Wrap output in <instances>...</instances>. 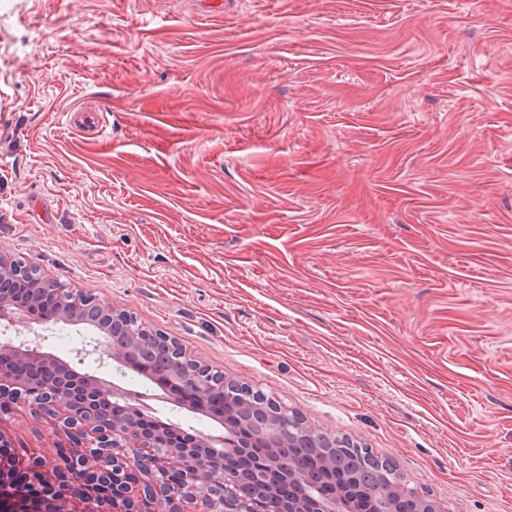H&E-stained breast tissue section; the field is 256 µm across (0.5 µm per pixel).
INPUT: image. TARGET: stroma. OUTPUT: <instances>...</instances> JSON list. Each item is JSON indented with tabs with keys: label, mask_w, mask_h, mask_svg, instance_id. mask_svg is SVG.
I'll return each instance as SVG.
<instances>
[{
	"label": "stroma",
	"mask_w": 512,
	"mask_h": 512,
	"mask_svg": "<svg viewBox=\"0 0 512 512\" xmlns=\"http://www.w3.org/2000/svg\"><path fill=\"white\" fill-rule=\"evenodd\" d=\"M0 251L512 512V0H0Z\"/></svg>",
	"instance_id": "1"
}]
</instances>
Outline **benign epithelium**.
I'll list each match as a JSON object with an SVG mask.
<instances>
[{
	"label": "benign epithelium",
	"instance_id": "1",
	"mask_svg": "<svg viewBox=\"0 0 512 512\" xmlns=\"http://www.w3.org/2000/svg\"><path fill=\"white\" fill-rule=\"evenodd\" d=\"M36 280L33 298L55 297L54 283L24 262L0 251V284L12 277ZM68 303L92 306L106 312L112 321L125 319V330L176 350L179 363L205 386L209 369L204 361L189 355L174 338L148 328L124 310L102 303L92 291H80ZM45 331L60 323L77 321V312L59 309L34 317ZM34 340L15 344L6 341L0 351L18 354L43 372L40 388L15 371L0 366V425L20 408L39 418L50 435H65L46 448H30L26 453L12 445L0 429V512H15L13 497L39 491L54 495L51 512H143V502L151 500L160 512H253L257 506L236 498L234 475L216 470L211 459L220 450L205 439L195 448L160 431L147 432L135 419L108 415L101 406L107 394L121 393L117 386L79 373L68 362L48 358L41 351L45 335L31 330ZM279 467L285 480L299 482L303 475L278 458L275 447L257 461L256 470L268 472ZM354 493L336 489L331 498H311L288 504V512H355Z\"/></svg>",
	"mask_w": 512,
	"mask_h": 512
}]
</instances>
